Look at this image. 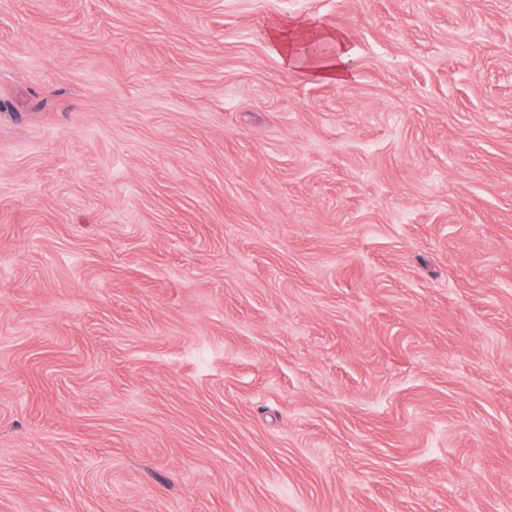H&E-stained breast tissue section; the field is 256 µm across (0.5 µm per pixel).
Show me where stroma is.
I'll return each mask as SVG.
<instances>
[{
	"label": "stroma",
	"mask_w": 512,
	"mask_h": 512,
	"mask_svg": "<svg viewBox=\"0 0 512 512\" xmlns=\"http://www.w3.org/2000/svg\"><path fill=\"white\" fill-rule=\"evenodd\" d=\"M0 512H512V0H0ZM271 41L289 67L299 69L311 80L345 82L351 77L353 51L342 32L317 28L307 21L271 34Z\"/></svg>",
	"instance_id": "stroma-1"
}]
</instances>
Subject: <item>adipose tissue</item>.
Masks as SVG:
<instances>
[{"instance_id":"obj_1","label":"adipose tissue","mask_w":512,"mask_h":512,"mask_svg":"<svg viewBox=\"0 0 512 512\" xmlns=\"http://www.w3.org/2000/svg\"><path fill=\"white\" fill-rule=\"evenodd\" d=\"M271 40L283 62L301 70L308 79L344 82L351 76L353 51L344 33L298 21L287 30L272 33Z\"/></svg>"}]
</instances>
